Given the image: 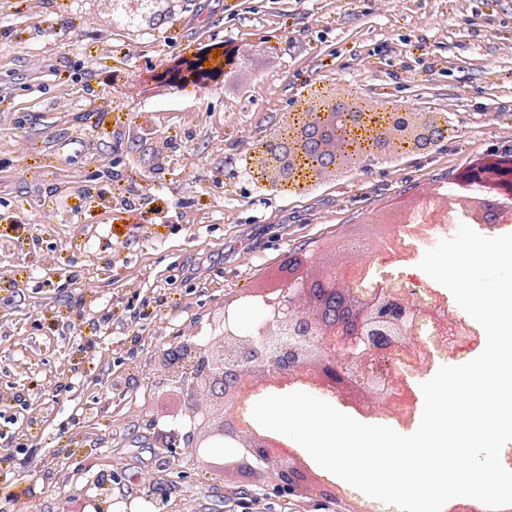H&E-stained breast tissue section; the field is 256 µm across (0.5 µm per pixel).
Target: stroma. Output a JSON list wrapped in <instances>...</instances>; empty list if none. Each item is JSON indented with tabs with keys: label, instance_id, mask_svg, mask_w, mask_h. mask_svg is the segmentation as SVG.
<instances>
[{
	"label": "stroma",
	"instance_id": "obj_1",
	"mask_svg": "<svg viewBox=\"0 0 512 512\" xmlns=\"http://www.w3.org/2000/svg\"><path fill=\"white\" fill-rule=\"evenodd\" d=\"M104 12V0L0 6V512L22 499L28 512H239V491L274 474L194 464L163 350L212 336L227 307L258 319L239 299L274 286L286 254L364 262L358 242L399 232L372 216L512 148V0H182L152 38ZM213 40L240 51L222 85L141 96L146 73ZM339 85L445 115L447 141L272 190L252 172L260 143L305 90ZM108 308L142 314L140 329L104 322Z\"/></svg>",
	"mask_w": 512,
	"mask_h": 512
}]
</instances>
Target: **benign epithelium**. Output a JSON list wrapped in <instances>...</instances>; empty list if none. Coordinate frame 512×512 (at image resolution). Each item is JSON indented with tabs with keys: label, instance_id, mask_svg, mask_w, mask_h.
I'll return each mask as SVG.
<instances>
[{
	"label": "benign epithelium",
	"instance_id": "obj_1",
	"mask_svg": "<svg viewBox=\"0 0 512 512\" xmlns=\"http://www.w3.org/2000/svg\"><path fill=\"white\" fill-rule=\"evenodd\" d=\"M175 4L176 0H143L140 18L153 25L170 14ZM156 75L174 89L196 80L191 70L165 67ZM315 99L313 111L297 113L288 134H273L260 147V171L271 176L276 188L297 189L309 182L316 175L306 164L312 152L320 156L315 165L336 166V159L321 151L329 135L341 141V148L355 162L369 148L380 151L383 138L379 133L388 128L404 140L403 148L422 157L430 156L448 138V125L439 119L414 131L409 112H375L351 103L349 109L360 114L354 127L345 120L346 113L332 111L346 99L337 88H318ZM499 184L495 197L481 200L487 224L501 222L506 210L512 221V171L500 174ZM455 186L463 203L476 202L486 191L481 173L469 166L457 176ZM315 265L313 257L288 256L281 264L288 287L271 288L255 300L263 307L262 319L245 326L226 308L219 320L220 337L203 344L187 337L161 358L163 370L181 382L184 395L204 394L209 400L200 421L191 404L182 412L190 422L187 447L203 457L213 455L217 448H231L233 452L224 455V467L245 474L275 466V493L290 499L312 494L309 469L300 463L295 449L271 448L273 436L263 427L242 430L257 397L254 385L244 391L249 378L262 377L274 387L308 384L349 407L356 393L382 402L393 395V388L374 365L410 344L421 323L448 332L462 347L475 341V333L443 303L423 308L382 284L362 291L343 281L334 266L318 273L308 271Z\"/></svg>",
	"mask_w": 512,
	"mask_h": 512
}]
</instances>
